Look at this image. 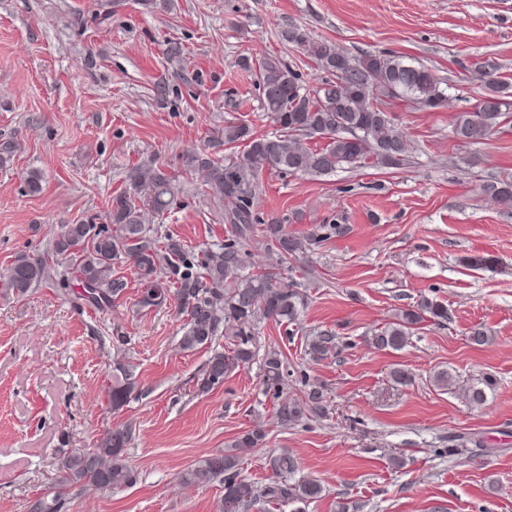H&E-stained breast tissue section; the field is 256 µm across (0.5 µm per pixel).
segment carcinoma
I'll use <instances>...</instances> for the list:
<instances>
[{
	"label": "carcinoma",
	"instance_id": "obj_1",
	"mask_svg": "<svg viewBox=\"0 0 512 512\" xmlns=\"http://www.w3.org/2000/svg\"><path fill=\"white\" fill-rule=\"evenodd\" d=\"M280 36L335 80L310 87L292 68L270 56L248 65L255 69L261 109L276 131L257 136L249 126L229 122L214 131V139L231 149L238 146L240 151L222 161L194 152L183 155L179 173L153 165L133 168L128 175L129 188L112 198L108 223L98 224L89 218L61 225L51 256L64 260L76 274L77 283L95 289L107 304L123 291V283L112 277L113 265L131 262L144 282L139 306L157 307L173 299L185 315L181 350L209 347L219 335L230 340L229 350L215 352L207 360L208 387L222 384L231 372L259 356L264 391L273 397L276 420L286 426L325 417V396L313 387L301 399L284 397L287 359L278 349L260 350L256 330L267 320L296 321L304 299L279 270L289 258L324 236L295 237L282 224L257 228L254 203L260 176L275 170L318 177L347 166L374 163L400 168L411 162L414 146L379 101L408 100L421 110L436 111L448 105L449 97L446 80L423 65L406 63L402 55L379 52L351 57L336 43L314 40L299 27L284 29ZM347 57L354 67L342 70L337 62ZM499 70L493 58L476 64L480 99L472 110L452 116L450 127L456 140L478 144L512 122V84L501 79ZM315 138L323 141L322 147L311 144ZM182 174L200 179L224 203V223L229 225L224 242L206 248L199 257L188 254L177 240L159 243L148 227L151 219L168 213L184 193ZM482 191L512 206V180L491 181ZM258 230L266 242L267 267L260 273H247L245 246ZM54 272L55 266L46 259L20 254L0 270V287L22 296L47 282ZM446 320L447 308L424 297L377 329L369 343L379 350L398 351L410 343L422 323ZM334 348L336 336L323 331L310 340L307 354L318 361ZM494 386L490 376L470 379L464 392L467 404H484ZM135 389L132 365L121 357L115 359L109 389L112 409L126 405ZM131 439L130 429L113 428L89 448L58 450L51 461L55 472L52 490L31 501L28 512H64L74 488L112 492L134 484L137 473L125 458ZM265 441V429L255 426L237 436L224 451L208 454L188 467L180 481L187 487L222 483L224 495L217 512H249L259 504L305 505L324 496V485L300 475L296 457L287 450L270 456L271 477L264 486L258 488L241 476V451L259 448Z\"/></svg>",
	"mask_w": 512,
	"mask_h": 512
}]
</instances>
